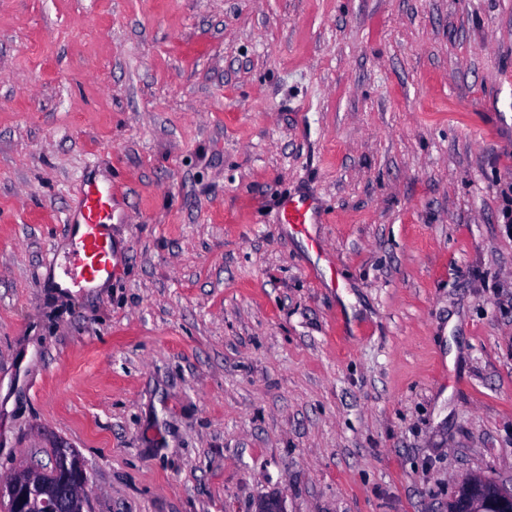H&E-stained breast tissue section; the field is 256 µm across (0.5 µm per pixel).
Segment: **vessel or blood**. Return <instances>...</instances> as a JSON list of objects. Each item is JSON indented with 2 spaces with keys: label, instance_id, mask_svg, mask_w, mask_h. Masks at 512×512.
I'll list each match as a JSON object with an SVG mask.
<instances>
[{
  "label": "vessel or blood",
  "instance_id": "obj_1",
  "mask_svg": "<svg viewBox=\"0 0 512 512\" xmlns=\"http://www.w3.org/2000/svg\"><path fill=\"white\" fill-rule=\"evenodd\" d=\"M113 198L111 181L87 180L79 201L76 218L82 231L75 237L62 265V274L76 288L119 270L117 255L110 239ZM320 220L316 198L291 196L281 206V221L298 234H308L309 227Z\"/></svg>",
  "mask_w": 512,
  "mask_h": 512
}]
</instances>
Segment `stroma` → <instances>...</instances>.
I'll list each match as a JSON object with an SVG mask.
<instances>
[{
  "instance_id": "1",
  "label": "stroma",
  "mask_w": 512,
  "mask_h": 512,
  "mask_svg": "<svg viewBox=\"0 0 512 512\" xmlns=\"http://www.w3.org/2000/svg\"><path fill=\"white\" fill-rule=\"evenodd\" d=\"M92 174L122 270L63 289ZM507 213L512 0H0V480L64 444L91 512L512 488ZM320 207L316 198L308 195L290 196L281 206V223L297 234L304 235L311 246L317 241L312 237L309 226L318 224L320 220Z\"/></svg>"
}]
</instances>
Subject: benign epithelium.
<instances>
[{"mask_svg": "<svg viewBox=\"0 0 512 512\" xmlns=\"http://www.w3.org/2000/svg\"><path fill=\"white\" fill-rule=\"evenodd\" d=\"M61 463L26 467L0 481L3 512H88L89 478L79 456L58 449ZM448 512H512V488L465 477L458 483Z\"/></svg>", "mask_w": 512, "mask_h": 512, "instance_id": "7a95c632", "label": "benign epithelium"}]
</instances>
